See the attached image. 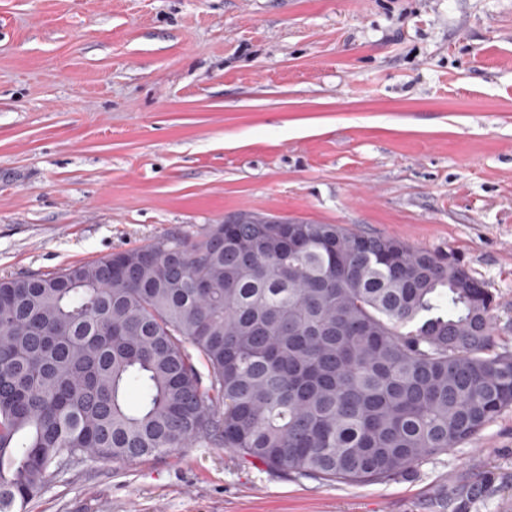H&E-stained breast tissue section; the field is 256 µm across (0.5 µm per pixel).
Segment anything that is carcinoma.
I'll return each mask as SVG.
<instances>
[{"label": "carcinoma", "mask_w": 512, "mask_h": 512, "mask_svg": "<svg viewBox=\"0 0 512 512\" xmlns=\"http://www.w3.org/2000/svg\"><path fill=\"white\" fill-rule=\"evenodd\" d=\"M238 216L0 279V512L67 458L201 442L294 479L386 482L512 407L494 296L457 259Z\"/></svg>", "instance_id": "1"}]
</instances>
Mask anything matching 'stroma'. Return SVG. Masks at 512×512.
I'll return each instance as SVG.
<instances>
[{
	"instance_id": "obj_1",
	"label": "stroma",
	"mask_w": 512,
	"mask_h": 512,
	"mask_svg": "<svg viewBox=\"0 0 512 512\" xmlns=\"http://www.w3.org/2000/svg\"><path fill=\"white\" fill-rule=\"evenodd\" d=\"M242 210L454 254L512 350V0H0V278ZM26 512H512V407L387 483L197 444Z\"/></svg>"
}]
</instances>
